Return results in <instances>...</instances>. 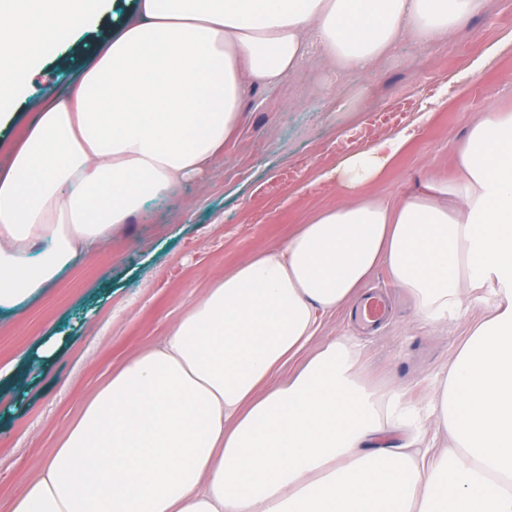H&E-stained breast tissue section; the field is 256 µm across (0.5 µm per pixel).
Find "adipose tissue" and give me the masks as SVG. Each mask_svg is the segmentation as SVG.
Wrapping results in <instances>:
<instances>
[{
  "label": "adipose tissue",
  "instance_id": "ef3b65f1",
  "mask_svg": "<svg viewBox=\"0 0 512 512\" xmlns=\"http://www.w3.org/2000/svg\"><path fill=\"white\" fill-rule=\"evenodd\" d=\"M103 2L0 0V111ZM483 6L135 0L74 61L69 89L31 97L0 166V316L223 160L246 89L287 83L310 46L332 71H368L402 39L443 43ZM432 116L323 170L316 186L343 202L225 275L113 375L12 512H512V106L470 122L451 177L376 199ZM381 270L423 320L470 319L430 390L383 383L350 337L315 341Z\"/></svg>",
  "mask_w": 512,
  "mask_h": 512
}]
</instances>
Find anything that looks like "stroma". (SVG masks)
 <instances>
[{
	"label": "stroma",
	"instance_id": "obj_1",
	"mask_svg": "<svg viewBox=\"0 0 512 512\" xmlns=\"http://www.w3.org/2000/svg\"><path fill=\"white\" fill-rule=\"evenodd\" d=\"M112 14L80 31L69 50L49 56L33 90L65 81L70 57L90 53L109 33ZM510 31L512 0H486L484 10L447 42L425 49L398 43L372 74L335 76L313 55L286 85L247 89L240 131L225 148L223 162L185 184L179 201H159L134 216L100 252L65 272L22 311L0 318L1 364L42 337L62 330L71 336L56 361L28 366L20 386L0 393V512H10L14 499L38 477L40 463L113 373L161 346L173 324L224 274L284 245L307 216L336 203L335 193L311 183L335 162L338 140L393 99L425 105ZM331 78L342 89L341 98L323 93ZM511 104L512 56H507L490 72L469 79L463 92L449 95L447 106L375 186V194L395 202L423 176L448 174L451 148L469 122L490 106ZM368 290L384 296L385 321L368 333L353 315L326 316L318 341L353 337L367 346L389 384L429 383L452 355L464 320L421 321L382 271Z\"/></svg>",
	"mask_w": 512,
	"mask_h": 512
}]
</instances>
